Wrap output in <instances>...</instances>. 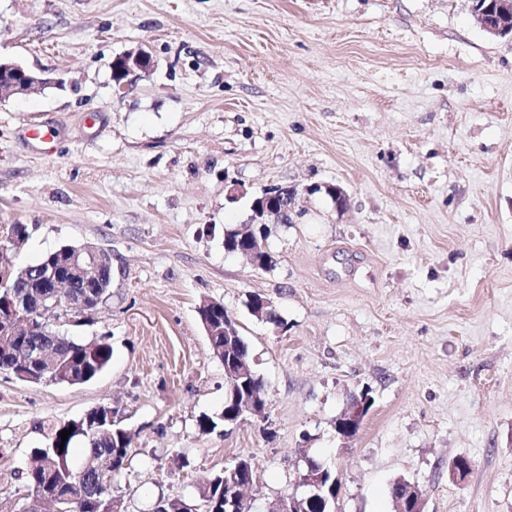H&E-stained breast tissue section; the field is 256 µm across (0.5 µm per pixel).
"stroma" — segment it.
I'll list each match as a JSON object with an SVG mask.
<instances>
[{"mask_svg":"<svg viewBox=\"0 0 512 512\" xmlns=\"http://www.w3.org/2000/svg\"><path fill=\"white\" fill-rule=\"evenodd\" d=\"M142 46L154 67L117 90L113 60ZM0 58L63 82L0 103V236L28 227L12 261L112 258L111 298L63 327L108 337L109 366L77 386L0 373V502L26 495L48 425L109 404L133 435L121 512L192 500L247 455L252 512L310 458L339 476L338 512H392L398 478L428 512H512V38L469 0H0ZM316 184L345 206L303 195ZM271 187L301 194L261 271L224 231ZM254 294L276 321L249 314ZM205 300L240 325L265 420L200 430L224 411ZM369 400V396H361L360 398L356 397L347 405L344 412L340 415L345 422V433L341 434L343 437L350 438L355 436L351 434L356 426L361 427L364 417L367 414L365 413V410L368 406Z\"/></svg>","mask_w":512,"mask_h":512,"instance_id":"obj_1","label":"stroma"}]
</instances>
